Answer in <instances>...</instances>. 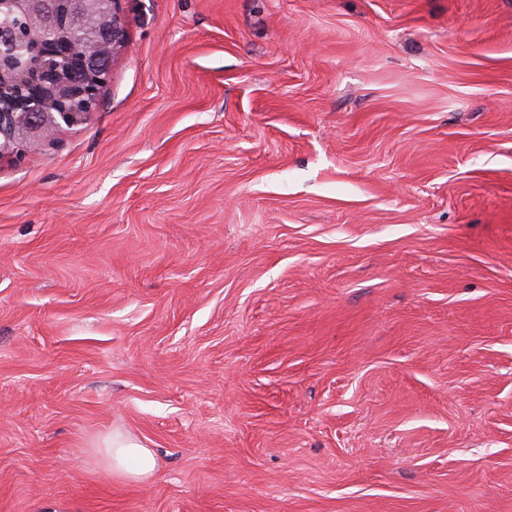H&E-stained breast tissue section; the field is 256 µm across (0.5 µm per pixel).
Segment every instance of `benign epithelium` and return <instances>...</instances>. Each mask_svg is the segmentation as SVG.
Segmentation results:
<instances>
[{
    "mask_svg": "<svg viewBox=\"0 0 512 512\" xmlns=\"http://www.w3.org/2000/svg\"><path fill=\"white\" fill-rule=\"evenodd\" d=\"M121 2L0 0V36L18 51L15 58L0 51V160L80 124L95 108L111 56L124 44ZM75 15L96 23L94 47L82 53L70 38Z\"/></svg>",
    "mask_w": 512,
    "mask_h": 512,
    "instance_id": "benign-epithelium-1",
    "label": "benign epithelium"
}]
</instances>
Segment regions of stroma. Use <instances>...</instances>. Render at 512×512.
<instances>
[{"instance_id": "stroma-1", "label": "stroma", "mask_w": 512, "mask_h": 512, "mask_svg": "<svg viewBox=\"0 0 512 512\" xmlns=\"http://www.w3.org/2000/svg\"><path fill=\"white\" fill-rule=\"evenodd\" d=\"M122 7L0 161V512H512V0ZM102 453L112 471L133 478L151 476L155 468L153 452L137 438L112 432L102 443ZM136 463L131 466L130 463Z\"/></svg>"}]
</instances>
